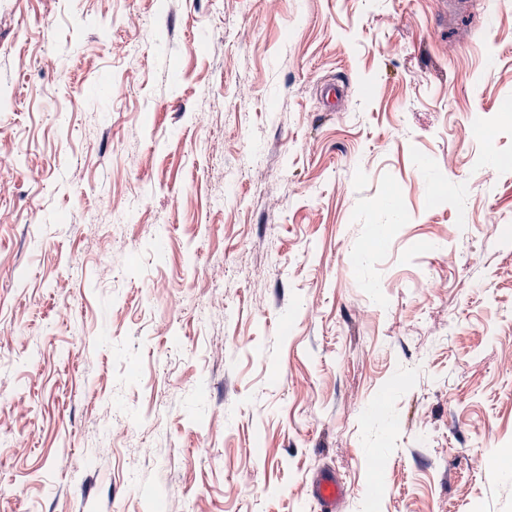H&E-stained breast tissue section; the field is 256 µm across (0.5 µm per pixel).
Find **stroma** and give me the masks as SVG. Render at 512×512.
I'll return each mask as SVG.
<instances>
[{"mask_svg":"<svg viewBox=\"0 0 512 512\" xmlns=\"http://www.w3.org/2000/svg\"><path fill=\"white\" fill-rule=\"evenodd\" d=\"M441 9L0 0V512H512V0ZM313 493L323 505L325 512H335L336 505L346 494L344 484L336 478L333 473H322L317 475L312 484Z\"/></svg>","mask_w":512,"mask_h":512,"instance_id":"stroma-1","label":"stroma"}]
</instances>
